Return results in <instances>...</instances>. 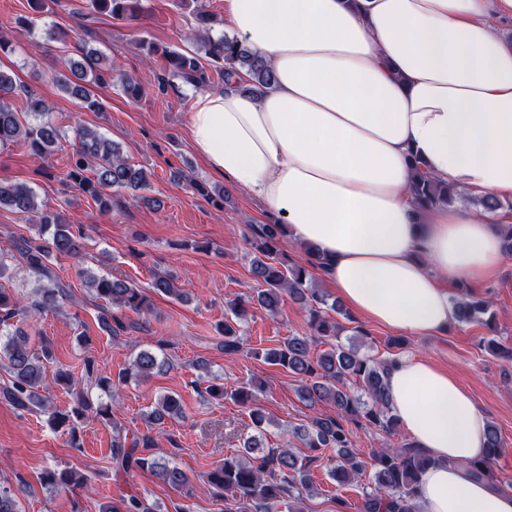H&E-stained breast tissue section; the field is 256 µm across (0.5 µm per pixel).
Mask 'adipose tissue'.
Masks as SVG:
<instances>
[{"mask_svg": "<svg viewBox=\"0 0 512 512\" xmlns=\"http://www.w3.org/2000/svg\"><path fill=\"white\" fill-rule=\"evenodd\" d=\"M231 35L276 80L194 97L188 132L208 167L317 248L318 273L362 318L424 336L455 319L452 280L492 279L512 214L457 200L420 210L410 156L437 181L512 200V0H224ZM390 404L433 459L422 512H512L476 478L487 420L433 362L386 373Z\"/></svg>", "mask_w": 512, "mask_h": 512, "instance_id": "1", "label": "adipose tissue"}]
</instances>
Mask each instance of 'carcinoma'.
<instances>
[{
  "instance_id": "obj_1",
  "label": "carcinoma",
  "mask_w": 512,
  "mask_h": 512,
  "mask_svg": "<svg viewBox=\"0 0 512 512\" xmlns=\"http://www.w3.org/2000/svg\"><path fill=\"white\" fill-rule=\"evenodd\" d=\"M95 11H107L115 18L133 15L139 0H90ZM204 48V56H187L176 52H163L166 61L165 76L160 78L159 89L164 91L181 80L194 87L209 85L214 77L228 81L246 71L249 80L242 84L243 91L259 95L269 89L275 74L260 55L252 52L236 39L226 36L213 39L206 29L196 34ZM81 58L71 59L56 71L55 84L67 95L80 100L92 110L100 104L91 96V87L103 85L108 78L103 68L96 66L102 60L97 52L79 49ZM24 95V111L17 110L11 100ZM48 111L40 97L25 90L24 86L5 71L0 70V149L23 142L30 153L46 157L58 147L59 132L49 123H28L25 117ZM76 147L69 155L65 180L76 190L90 197L102 210L111 207L112 198L123 190H141L149 184V171L130 163L121 147L96 130L77 125L73 129ZM415 179L413 196L417 205L427 210L450 202L458 191L430 178L417 157H412ZM0 208L25 216L35 234L13 239L11 250L15 258L35 275L38 299L25 303L6 288L0 287V370L9 376V382L0 388V399L20 411L39 409L54 418H65L42 394L46 365L54 353L49 341L40 337V346L31 344L30 336L12 323L32 319L61 306L68 298V285L51 268L53 259L61 256L80 258L84 247L81 228L66 223L61 215L38 203L35 191L19 182L0 179ZM250 241L252 257L250 276L255 282L254 292L236 299L228 305L232 318L224 320L220 335L224 336V351L239 349L240 336L236 326L250 317L253 308L274 316L278 313L282 295L287 293L301 305L308 316L311 336H290L278 347L257 349L254 355L271 365L290 373L300 382L298 394L309 407L330 403L336 415L314 417L309 422L293 428V436L308 453L299 455L291 448H269L264 442L268 417L255 405V390L242 386L234 390L222 384H210L206 392L214 399L230 398L248 410L254 425V434L246 438L244 457H227L224 464L207 475L209 486L222 493L230 509L226 512H274L279 503L288 512H301L294 507L304 494L313 488L311 465L323 459L331 450L336 464L329 476L339 484H347L361 477L366 462L355 448L347 423L366 421L385 433H392L398 426L386 392L385 373L392 359H372L360 353L354 344H344L340 335L345 330L330 312L347 315L338 301L328 302L316 288L311 269L319 264L316 248L304 247L307 265H288L282 258V247L287 243L286 225L270 219L252 228ZM84 285L103 301L104 316L101 324L111 336L124 327L116 316L106 313L116 308L137 315L153 310L152 295L170 299H183L184 292L176 279L168 274L153 276L149 289L112 274L97 275L81 271ZM455 319L460 323L479 322L491 325L494 315L490 302L472 295L455 300ZM315 344L325 349L314 355ZM163 362L156 353L139 351L131 366L118 372L117 377L96 376L94 385L104 392L112 391L130 380L145 379L160 370ZM183 414L181 401L176 394H166L158 399L149 414L155 422L164 418L175 419ZM112 464L116 471L133 469L149 470L164 483L183 488L188 477L176 467L162 464L159 457L149 452L154 440L146 435L130 436L128 431L112 426ZM504 444L497 427L487 423L486 448L483 458L473 465V473L489 479L495 461L501 456ZM433 461L415 446L408 443L401 448H381L372 454L374 486L363 494L358 512H416L417 488L424 472ZM47 484L56 489L81 486L87 478L75 470L47 472ZM103 512H153L143 498L136 494L121 497L120 506L108 504Z\"/></svg>"
}]
</instances>
